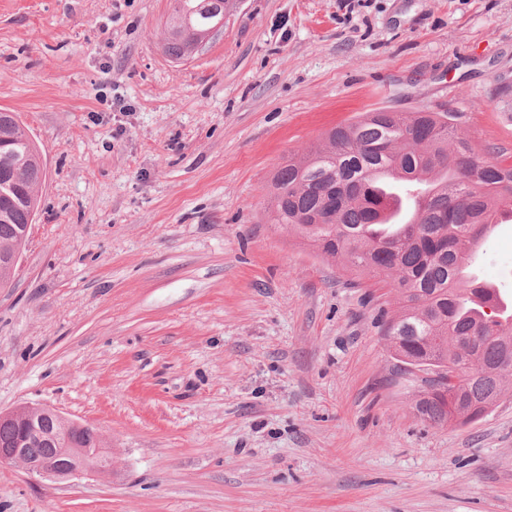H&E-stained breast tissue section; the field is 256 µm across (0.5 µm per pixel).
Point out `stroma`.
Masks as SVG:
<instances>
[{"label": "stroma", "instance_id": "stroma-1", "mask_svg": "<svg viewBox=\"0 0 512 512\" xmlns=\"http://www.w3.org/2000/svg\"><path fill=\"white\" fill-rule=\"evenodd\" d=\"M173 0H0V109L46 165L0 288V411L96 428L111 474L0 465V512H512V386L413 408L388 289L268 220L276 170L360 113L512 142V0H240L192 58ZM512 286V223L485 243Z\"/></svg>", "mask_w": 512, "mask_h": 512}]
</instances>
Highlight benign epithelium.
I'll use <instances>...</instances> for the list:
<instances>
[{
  "mask_svg": "<svg viewBox=\"0 0 512 512\" xmlns=\"http://www.w3.org/2000/svg\"><path fill=\"white\" fill-rule=\"evenodd\" d=\"M55 420L57 429L48 432L44 429L45 418ZM15 418L24 424V432L9 448L0 446V464H14L30 474L52 482L69 480L84 472H112V455L97 443L94 448H69L61 443L62 433L78 426V423L61 413L45 407L20 405L8 413L0 412V420ZM34 442H45L56 446L49 456H34L29 447Z\"/></svg>",
  "mask_w": 512,
  "mask_h": 512,
  "instance_id": "benign-epithelium-1",
  "label": "benign epithelium"
}]
</instances>
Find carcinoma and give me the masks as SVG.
I'll return each mask as SVG.
<instances>
[{
    "instance_id": "1",
    "label": "carcinoma",
    "mask_w": 512,
    "mask_h": 512,
    "mask_svg": "<svg viewBox=\"0 0 512 512\" xmlns=\"http://www.w3.org/2000/svg\"><path fill=\"white\" fill-rule=\"evenodd\" d=\"M234 0H174L173 14L195 10L193 32L169 27L166 50L180 60L194 53L197 34L233 8ZM461 112H364L332 128L273 179L269 208L321 257L381 278L394 291L387 336L400 371L453 365L456 391L419 385L414 409L432 424L481 417L504 393V356L512 357V324L500 320L496 299L459 268L469 244L512 213V162L477 151L462 134ZM0 245L22 251L39 199L12 203L39 184L44 163L21 122L0 113ZM398 173L406 218L388 221L375 192L378 170ZM19 422L0 423V446L16 440Z\"/></svg>"
}]
</instances>
